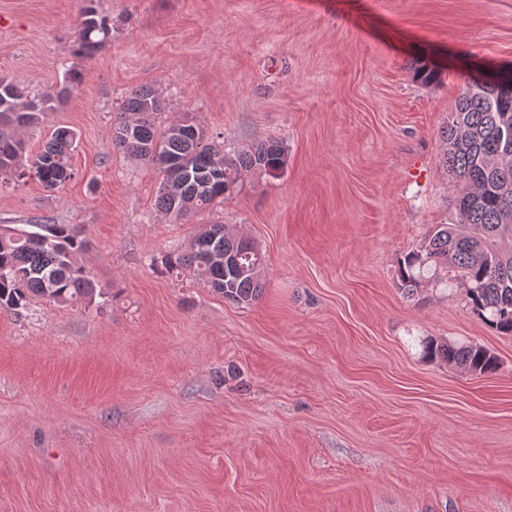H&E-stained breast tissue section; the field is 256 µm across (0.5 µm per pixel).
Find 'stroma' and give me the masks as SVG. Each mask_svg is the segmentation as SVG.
I'll list each match as a JSON object with an SVG mask.
<instances>
[{"mask_svg": "<svg viewBox=\"0 0 512 512\" xmlns=\"http://www.w3.org/2000/svg\"><path fill=\"white\" fill-rule=\"evenodd\" d=\"M81 5L0 0V76L84 74L23 133L31 156L74 129L72 178L0 187V225H80L98 290L0 311V512H512V334L464 289L398 280L453 217L441 131L464 73L512 62V0H96L112 37L90 58ZM142 86L158 125L281 141L284 169L171 223L158 172L110 144ZM206 224L256 241L257 301L167 266ZM430 339L499 367L429 360ZM425 349L431 360L454 365L475 375L491 373L498 366L497 358L487 349L476 344L456 345L443 340L430 339Z\"/></svg>", "mask_w": 512, "mask_h": 512, "instance_id": "stroma-1", "label": "stroma"}]
</instances>
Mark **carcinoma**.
I'll use <instances>...</instances> for the list:
<instances>
[{
  "label": "carcinoma",
  "mask_w": 512,
  "mask_h": 512,
  "mask_svg": "<svg viewBox=\"0 0 512 512\" xmlns=\"http://www.w3.org/2000/svg\"><path fill=\"white\" fill-rule=\"evenodd\" d=\"M112 35V23L94 0H83L77 17L76 53L90 57ZM69 68L53 93L32 95L16 81L0 76V182L33 175L49 190L72 177L70 160L77 133L55 129L44 150L26 159L19 131L38 124L53 101L63 102L82 81ZM163 110L158 93L140 87L128 93L112 124L114 149L143 160L161 175L157 211L173 223L212 208L244 177L273 173L286 164L285 147L277 140L231 153L224 143L206 136L189 120L160 130L156 116ZM512 127V64L480 70L464 84L455 110L442 131L444 165L456 182L455 220L434 224L421 245L399 265V288L409 297L429 282H454L465 289L473 309L489 326L512 333V154H495L492 134L502 124ZM87 246L83 231L73 224H26L0 230V310L27 307L32 299L65 304L95 298L97 288L76 255ZM222 252L224 262L213 259ZM169 267H190L215 292L235 304L261 296L263 257L255 241L230 232L223 224L203 227ZM432 360L475 375L497 369V358L476 344L456 345L431 339L425 346Z\"/></svg>",
  "instance_id": "cac0c4a2"
}]
</instances>
